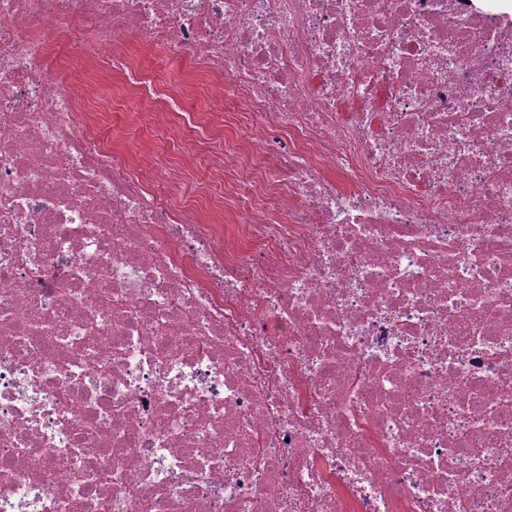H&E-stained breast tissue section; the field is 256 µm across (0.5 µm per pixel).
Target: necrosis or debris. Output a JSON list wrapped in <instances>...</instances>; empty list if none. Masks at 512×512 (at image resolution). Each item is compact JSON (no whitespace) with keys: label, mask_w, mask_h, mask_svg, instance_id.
Returning a JSON list of instances; mask_svg holds the SVG:
<instances>
[{"label":"necrosis or debris","mask_w":512,"mask_h":512,"mask_svg":"<svg viewBox=\"0 0 512 512\" xmlns=\"http://www.w3.org/2000/svg\"><path fill=\"white\" fill-rule=\"evenodd\" d=\"M84 39L72 52L61 31ZM271 162L108 149L120 46ZM512 18L482 0H0V512H512ZM173 52L168 48H156L139 53L141 63L154 70L157 78L179 91L180 109L188 112H224L239 113L235 98L230 88L224 86L223 91H211L190 89L195 82L193 69L187 68L184 63L173 59Z\"/></svg>","instance_id":"1"}]
</instances>
